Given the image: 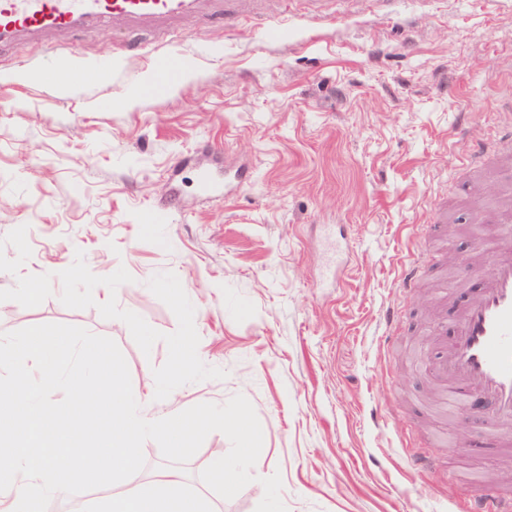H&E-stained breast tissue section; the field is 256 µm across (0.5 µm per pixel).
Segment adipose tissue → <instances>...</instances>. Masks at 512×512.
I'll return each mask as SVG.
<instances>
[{"mask_svg": "<svg viewBox=\"0 0 512 512\" xmlns=\"http://www.w3.org/2000/svg\"><path fill=\"white\" fill-rule=\"evenodd\" d=\"M95 512H213L201 494L185 489L183 476L172 469L157 471L150 485L131 486L103 500Z\"/></svg>", "mask_w": 512, "mask_h": 512, "instance_id": "obj_1", "label": "adipose tissue"}]
</instances>
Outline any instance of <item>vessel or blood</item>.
<instances>
[{
    "mask_svg": "<svg viewBox=\"0 0 512 512\" xmlns=\"http://www.w3.org/2000/svg\"><path fill=\"white\" fill-rule=\"evenodd\" d=\"M214 0H0V49L22 42L61 38L103 25L150 28L176 36V23L207 13ZM167 82L192 67L190 57L156 56ZM512 163V126L495 144L473 146L467 165L478 169ZM473 297L440 328L423 371L448 402L472 409L486 431L512 445V230H503L491 265L476 264ZM457 512H512V495L489 485L476 487Z\"/></svg>",
    "mask_w": 512,
    "mask_h": 512,
    "instance_id": "b4317fda",
    "label": "vessel or blood"
}]
</instances>
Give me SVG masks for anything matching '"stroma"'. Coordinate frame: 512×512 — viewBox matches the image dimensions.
Here are the masks:
<instances>
[{"instance_id": "35a3bbf8", "label": "stroma", "mask_w": 512, "mask_h": 512, "mask_svg": "<svg viewBox=\"0 0 512 512\" xmlns=\"http://www.w3.org/2000/svg\"><path fill=\"white\" fill-rule=\"evenodd\" d=\"M268 23L245 12L189 18L175 50L191 70L167 93H128L161 38L103 26L0 51V334L48 323L113 339L133 389L167 359L143 353L103 302L70 309L59 272L84 252L92 273L126 268L117 304L164 334L178 322L148 288L174 273L195 308L198 355L222 380L148 399L175 407L244 395L263 430L254 482L235 497L199 477L228 438L210 433L182 467L214 512H255L280 474L287 512H453L474 476L498 485L507 453L483 445L463 409L430 402L417 362L476 286L461 259L491 262L497 205L512 177L470 173L473 141L512 124V0H305ZM89 69L63 90L21 80L58 53ZM102 62L112 77L94 76ZM104 96L126 108L98 111ZM246 167L232 194L207 199L201 167ZM163 209L162 224L148 220ZM449 251L421 287L405 265ZM42 288L25 302L26 287ZM395 308L390 344L383 314ZM466 449H456L459 436Z\"/></svg>"}]
</instances>
